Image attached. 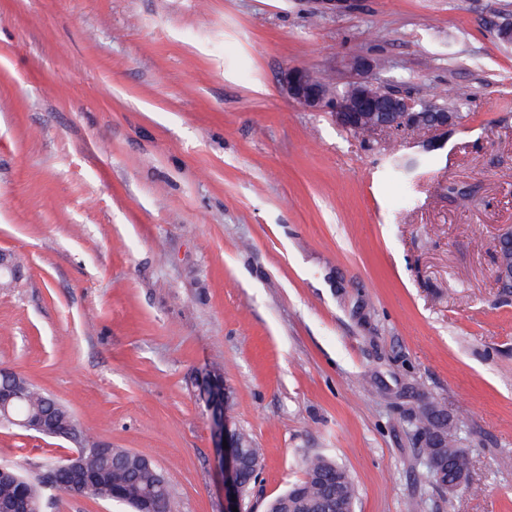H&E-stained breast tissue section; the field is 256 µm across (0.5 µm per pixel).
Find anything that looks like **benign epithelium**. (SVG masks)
Segmentation results:
<instances>
[{"label":"benign epithelium","instance_id":"1","mask_svg":"<svg viewBox=\"0 0 512 512\" xmlns=\"http://www.w3.org/2000/svg\"><path fill=\"white\" fill-rule=\"evenodd\" d=\"M314 14H336L351 9L354 0H312ZM348 68L353 77L348 81L357 89L350 99L336 97V77L316 76L310 71L292 67L283 75V86L289 99L297 106L309 111L330 110L340 127L355 134L370 137L381 133L403 136L419 131L448 130L455 120L447 110L429 101L418 109L419 100L401 96L388 90L372 78L374 63L366 56H352ZM495 277L505 288H512V260L504 255L512 251V226L503 228L495 238ZM22 266L13 254L0 251V279H16ZM200 394L209 415L215 459L224 471L225 512L242 510V500L248 484L243 482L244 468L254 464L240 452L241 439L225 414V408L232 398L231 390L225 383L210 382L200 385ZM19 393L10 385L0 383V420L5 418L14 426L37 434H48L67 440L72 439L70 427L61 424L54 406L49 405L38 415L17 420L10 416L9 409ZM57 469L73 477V491L78 494L93 485L88 476L89 468L78 451L66 455Z\"/></svg>","mask_w":512,"mask_h":512}]
</instances>
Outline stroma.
I'll use <instances>...</instances> for the list:
<instances>
[{
  "label": "stroma",
  "mask_w": 512,
  "mask_h": 512,
  "mask_svg": "<svg viewBox=\"0 0 512 512\" xmlns=\"http://www.w3.org/2000/svg\"><path fill=\"white\" fill-rule=\"evenodd\" d=\"M0 0V369L147 457L173 512H224L193 384L212 363L262 450L244 512L343 466L355 512H512V0ZM362 54L444 91L448 131L364 138L281 86ZM473 189L462 202L449 186ZM458 427L468 487L441 493L412 419ZM66 441L0 428L28 475ZM496 267L495 277L504 288H512V257L508 262L505 254L512 251V226L503 228L495 238Z\"/></svg>",
  "instance_id": "35a3bbf8"
}]
</instances>
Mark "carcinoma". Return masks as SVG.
Masks as SVG:
<instances>
[{
    "label": "carcinoma",
    "mask_w": 512,
    "mask_h": 512,
    "mask_svg": "<svg viewBox=\"0 0 512 512\" xmlns=\"http://www.w3.org/2000/svg\"><path fill=\"white\" fill-rule=\"evenodd\" d=\"M20 397L17 399L14 412L19 417L45 407L50 395L41 388L22 377L18 380ZM59 416L63 421L73 425L76 435V444L85 453L87 464L95 466V469L103 472V480L88 497L105 502L112 501V489L121 492V504L129 507L131 512H137L140 500L148 495L157 493L160 497L172 499L170 487L159 488V481L154 473L141 466L136 459L137 453L125 448L112 449V469H107L105 463L99 461L100 443L84 429L63 404H58ZM418 430L426 438L433 441L434 438L443 436L445 440L434 444V447L426 449L433 459V463L427 464L428 478L440 489L445 490V480H453L463 470H470L471 460L455 441H446L448 437V419L438 410L431 407L424 413V418L417 419ZM68 477H58L56 485H46L42 476L29 478L22 473H17V481H0V503L10 502L16 499L19 491H24L28 498L43 500L45 494L51 490L68 492L65 484ZM336 494V500L347 505V509L354 508L356 501V485L351 475L335 461L318 456L304 463V477L293 483L285 492L271 502L274 509L288 508V512H326L324 502L328 495Z\"/></svg>",
    "instance_id": "1"
}]
</instances>
